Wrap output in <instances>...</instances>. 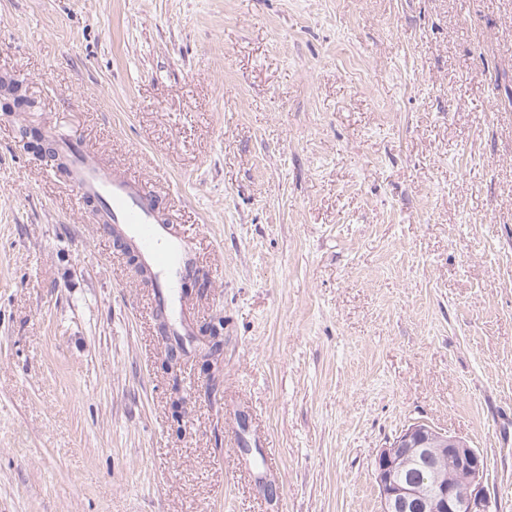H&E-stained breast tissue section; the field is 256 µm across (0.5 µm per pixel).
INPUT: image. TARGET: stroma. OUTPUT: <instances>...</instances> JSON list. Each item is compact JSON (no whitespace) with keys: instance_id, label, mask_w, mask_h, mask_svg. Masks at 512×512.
<instances>
[{"instance_id":"35a3bbf8","label":"stroma","mask_w":512,"mask_h":512,"mask_svg":"<svg viewBox=\"0 0 512 512\" xmlns=\"http://www.w3.org/2000/svg\"><path fill=\"white\" fill-rule=\"evenodd\" d=\"M14 81L0 512H380L417 421L512 512V0H0ZM23 126L165 194L212 373ZM201 335H208L210 338L208 351L203 355L201 368L203 372L208 371L211 367V360L220 354L223 347L224 337L221 332L224 330V322L222 319H210L202 324L199 328Z\"/></svg>"}]
</instances>
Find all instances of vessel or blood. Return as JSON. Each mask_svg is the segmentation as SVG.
I'll return each mask as SVG.
<instances>
[{"label": "vessel or blood", "instance_id": "obj_1", "mask_svg": "<svg viewBox=\"0 0 512 512\" xmlns=\"http://www.w3.org/2000/svg\"><path fill=\"white\" fill-rule=\"evenodd\" d=\"M70 182L79 199L96 197L104 206L98 221L116 226L124 243L157 277L153 303L164 312L175 331L186 328V301L181 295L185 278L198 271L190 238L175 228L154 190L116 168L101 164L78 139L60 142Z\"/></svg>", "mask_w": 512, "mask_h": 512}]
</instances>
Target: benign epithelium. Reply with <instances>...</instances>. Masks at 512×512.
Here are the masks:
<instances>
[{
	"label": "benign epithelium",
	"instance_id": "obj_1",
	"mask_svg": "<svg viewBox=\"0 0 512 512\" xmlns=\"http://www.w3.org/2000/svg\"><path fill=\"white\" fill-rule=\"evenodd\" d=\"M409 468L426 477H406ZM373 469L381 512H491L484 455L428 423L408 426L379 449Z\"/></svg>",
	"mask_w": 512,
	"mask_h": 512
}]
</instances>
